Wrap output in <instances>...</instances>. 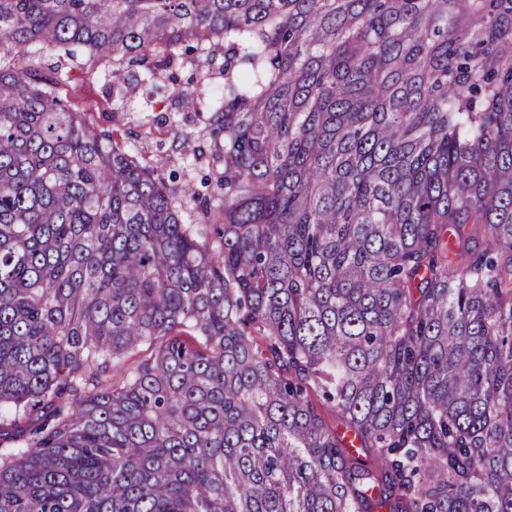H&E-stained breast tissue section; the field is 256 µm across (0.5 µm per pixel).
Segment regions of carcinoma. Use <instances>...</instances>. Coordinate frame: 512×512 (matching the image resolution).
<instances>
[{"label":"carcinoma","mask_w":512,"mask_h":512,"mask_svg":"<svg viewBox=\"0 0 512 512\" xmlns=\"http://www.w3.org/2000/svg\"><path fill=\"white\" fill-rule=\"evenodd\" d=\"M9 46L221 75L224 169L0 64V512H512V0H0Z\"/></svg>","instance_id":"1"}]
</instances>
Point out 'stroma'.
Returning a JSON list of instances; mask_svg holds the SVG:
<instances>
[{
  "label": "stroma",
  "mask_w": 512,
  "mask_h": 512,
  "mask_svg": "<svg viewBox=\"0 0 512 512\" xmlns=\"http://www.w3.org/2000/svg\"><path fill=\"white\" fill-rule=\"evenodd\" d=\"M156 82L140 84L124 101H113L109 82L94 74L85 54H78L71 79L60 86L76 111L86 113L94 126L120 146L136 149L141 160L158 164L160 174L178 171L181 178L199 181L208 159H196L195 150L204 138L201 119L184 120L182 113L153 110Z\"/></svg>",
  "instance_id": "obj_1"
}]
</instances>
